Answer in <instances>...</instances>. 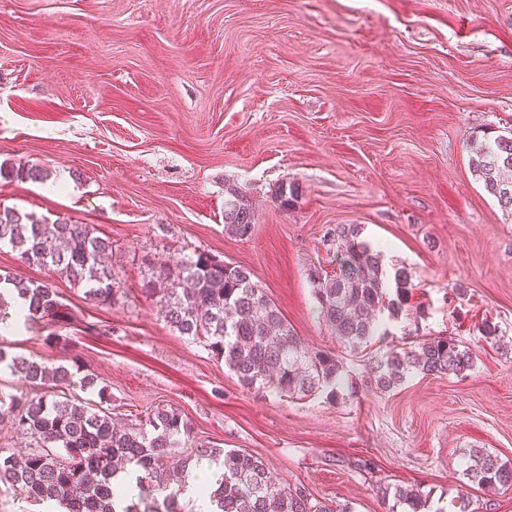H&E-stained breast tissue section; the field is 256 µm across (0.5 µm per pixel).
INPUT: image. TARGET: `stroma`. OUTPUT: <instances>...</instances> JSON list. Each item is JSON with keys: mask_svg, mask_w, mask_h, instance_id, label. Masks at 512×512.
Listing matches in <instances>:
<instances>
[{"mask_svg": "<svg viewBox=\"0 0 512 512\" xmlns=\"http://www.w3.org/2000/svg\"><path fill=\"white\" fill-rule=\"evenodd\" d=\"M508 133L512 0H0V207L110 236L120 288L94 305L2 245L0 270L47 284L73 325L64 350L34 328L0 348L78 359L96 382L82 398L106 387L119 422L179 409L197 440L352 512H385L381 484L418 488L430 512L462 493L512 512V487L480 490L463 466L473 448L512 464V213L469 163L474 140ZM30 166L49 180L15 175ZM228 180L256 211L246 241L224 230ZM283 183L298 189L285 210ZM339 224L414 284L369 354L448 336L469 371L371 384L309 278L332 270ZM196 249L251 268L304 344L341 358L336 398L246 391L169 327L143 279Z\"/></svg>", "mask_w": 512, "mask_h": 512, "instance_id": "35a3bbf8", "label": "stroma"}]
</instances>
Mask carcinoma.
<instances>
[{
  "label": "carcinoma",
  "mask_w": 512,
  "mask_h": 512,
  "mask_svg": "<svg viewBox=\"0 0 512 512\" xmlns=\"http://www.w3.org/2000/svg\"><path fill=\"white\" fill-rule=\"evenodd\" d=\"M471 167L485 190L504 209H512V134L485 139L471 156ZM255 212L247 194L224 183V229L240 240L253 236ZM9 245L29 264L52 266L86 299L101 306L117 302L116 273L107 258L112 239L88 224L63 219L39 220L28 213L0 209V245ZM328 251L336 265L309 273L320 316L336 339L351 352L363 351L379 335L382 314L395 317L406 310L414 284L398 268L393 284L381 254L359 239L352 224L327 232ZM159 303L164 320L182 336L202 341L224 361L240 386L252 391L266 386L289 398L323 395L334 399L344 382L343 364L327 351L310 352L295 335L276 303L251 270L216 255L193 250L174 265L163 263L142 283ZM26 308L9 312L11 299ZM62 304L48 285L11 272L0 273V323L14 317L38 326L43 340L68 345L60 329L70 325ZM473 366L467 348L437 337L412 346L392 348L369 358L375 386L389 391L414 374L462 375ZM20 380L39 383L49 391L38 398L0 395V421L30 435L34 447L18 456L0 448V483L9 484L33 502H56L64 512H116L112 477L127 465L139 468V493L122 512H185L170 469L188 473L192 464L221 461L224 473L200 488L210 512H350L349 507L312 498L302 484L277 483L263 460L236 448L199 445L195 462L179 457L192 427L175 408L160 407L145 422L120 429L103 404L111 401L105 388L100 402L91 403L73 390L93 385L80 375L78 362L48 365L0 349V368ZM472 484L512 487V465L480 448L469 451L465 468ZM377 495L422 512L426 499L409 488L378 486Z\"/></svg>",
  "instance_id": "obj_1"
}]
</instances>
